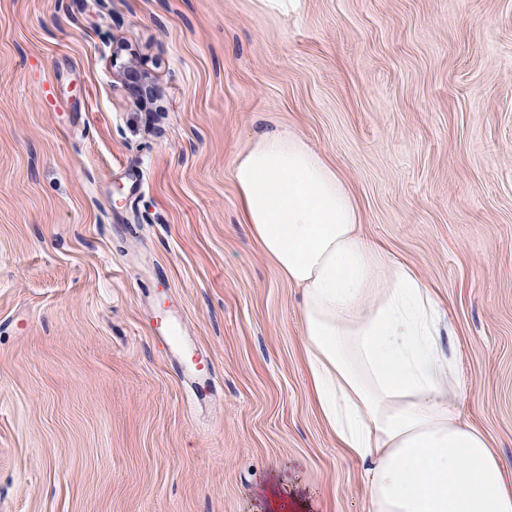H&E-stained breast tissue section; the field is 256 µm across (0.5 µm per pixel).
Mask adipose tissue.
I'll list each match as a JSON object with an SVG mask.
<instances>
[{
	"instance_id": "1",
	"label": "adipose tissue",
	"mask_w": 512,
	"mask_h": 512,
	"mask_svg": "<svg viewBox=\"0 0 512 512\" xmlns=\"http://www.w3.org/2000/svg\"><path fill=\"white\" fill-rule=\"evenodd\" d=\"M233 179L240 221L302 288L311 397L368 486V512H512V481L459 409L441 301L361 232L335 167L290 128L255 130Z\"/></svg>"
}]
</instances>
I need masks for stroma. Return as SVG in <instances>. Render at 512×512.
<instances>
[{
	"instance_id": "1",
	"label": "stroma",
	"mask_w": 512,
	"mask_h": 512,
	"mask_svg": "<svg viewBox=\"0 0 512 512\" xmlns=\"http://www.w3.org/2000/svg\"><path fill=\"white\" fill-rule=\"evenodd\" d=\"M278 126L436 290L512 466V0H0V512H367L302 291L238 218L235 159ZM162 309L212 360L193 411ZM119 76L137 102H140L142 98L155 89L150 77L145 72L140 71L135 62L124 63L119 71Z\"/></svg>"
}]
</instances>
